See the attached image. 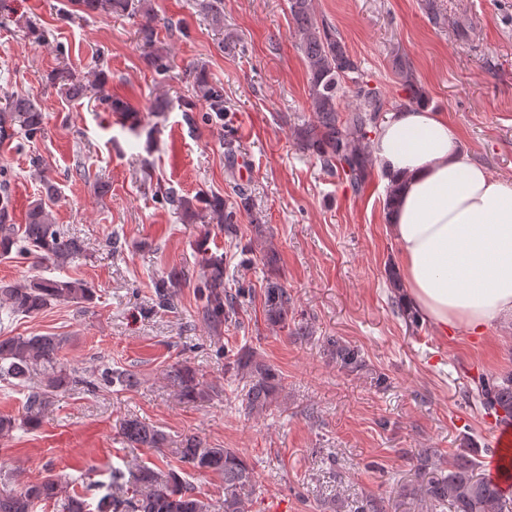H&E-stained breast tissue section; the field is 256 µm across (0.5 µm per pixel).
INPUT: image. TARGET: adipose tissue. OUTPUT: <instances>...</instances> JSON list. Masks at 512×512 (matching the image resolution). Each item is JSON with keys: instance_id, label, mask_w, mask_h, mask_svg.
Returning <instances> with one entry per match:
<instances>
[{"instance_id": "1", "label": "adipose tissue", "mask_w": 512, "mask_h": 512, "mask_svg": "<svg viewBox=\"0 0 512 512\" xmlns=\"http://www.w3.org/2000/svg\"><path fill=\"white\" fill-rule=\"evenodd\" d=\"M368 148L393 185L404 302L439 332L512 321V179L492 177L425 108L389 113Z\"/></svg>"}]
</instances>
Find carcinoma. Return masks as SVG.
<instances>
[{
	"mask_svg": "<svg viewBox=\"0 0 512 512\" xmlns=\"http://www.w3.org/2000/svg\"><path fill=\"white\" fill-rule=\"evenodd\" d=\"M85 11L124 12L131 7L130 0H78ZM289 13L296 39L309 75V99L315 119L299 132L303 149L316 157L330 171L342 173L351 188L360 191L371 171V162L365 139L380 112L386 106L382 91L371 87L350 54L337 29L315 16V0H288ZM145 21L138 29L142 45L150 49V57L157 72L169 68L167 56L156 48L157 35L149 9L140 6ZM395 67L407 91V105L424 106L426 92L418 85L408 59L399 56ZM50 79L62 96L69 100L85 96L87 85L68 69L52 71ZM352 101L341 115L340 101ZM203 102L211 112H224V88L198 75L194 98L184 101L187 112L194 111L196 103ZM44 113L35 99L25 96L8 97L0 107V134L11 133L27 140L44 133ZM165 197L184 213L196 212L194 202L170 188ZM212 219L224 225V233L237 236V210L214 198L205 202ZM12 197L0 194V256L13 254L33 259L39 264L64 265L84 253L83 241L53 222L42 199L31 203L26 223H11ZM206 275L200 285L205 300L204 314L214 323L226 322L238 315L243 292L228 290L224 283V256L212 255L205 259ZM190 270L175 268L166 273L157 285V295L169 301V289L189 281ZM0 317L36 315L54 304H82L91 301L92 290L79 280L36 277L22 285L0 287ZM288 291L276 285L266 289L268 317L275 323L288 321ZM65 336H0V382L26 391L22 415L0 416V437L12 432L34 430L40 427L48 409L57 397L75 390L93 392L102 385L135 387V375L114 371L108 367L80 372L64 364L62 351L67 344ZM327 345L346 366L358 363L359 353L336 338H327ZM239 379L243 380L245 409L250 413L267 410L279 390L278 374L253 354H241L228 362ZM171 377L183 396L202 399L207 391L195 371L179 366L171 370ZM474 406L496 417H512V373L490 376L479 381L473 397ZM122 434L134 447L164 448L168 438L161 430L135 418L125 421ZM181 466L177 468L143 464L124 473L112 469L110 482L91 481L90 490H106L97 502V512H209L210 504L197 495L186 481L188 471L215 472L224 476V512H245V504L255 492L256 480L247 461L233 448H214L196 435H189L174 448ZM437 450L422 448L415 456L417 470H431V476L410 490V494L434 507L448 505L453 512H512V500L507 498L499 481L476 473V463L460 454L443 469L435 464ZM72 479L68 473H50L36 482H22L0 491V512H35L44 503H53L58 512H90L87 495L76 491L67 493Z\"/></svg>",
	"mask_w": 512,
	"mask_h": 512,
	"instance_id": "carcinoma-1",
	"label": "carcinoma"
}]
</instances>
